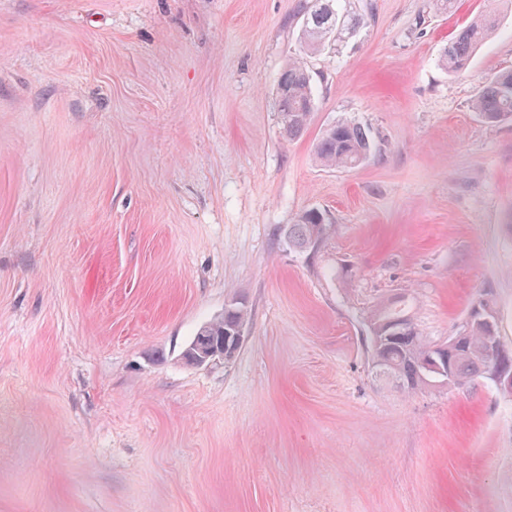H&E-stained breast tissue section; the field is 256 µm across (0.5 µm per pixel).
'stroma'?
<instances>
[{
    "mask_svg": "<svg viewBox=\"0 0 512 512\" xmlns=\"http://www.w3.org/2000/svg\"><path fill=\"white\" fill-rule=\"evenodd\" d=\"M304 4L0 0V512H512V397L405 392L364 325L403 294L440 343L486 295L512 344V123L470 106L512 0H350L288 141ZM339 121L374 137L352 169L315 161ZM310 209L335 231L294 250ZM235 298L239 353L186 363ZM495 25L496 19L484 16L460 27L448 39L440 55L442 66L450 73L466 71L476 52L493 33ZM275 100L281 133L288 140L297 138L307 126L315 105L312 75L303 57L290 59L280 72Z\"/></svg>",
    "mask_w": 512,
    "mask_h": 512,
    "instance_id": "stroma-1",
    "label": "stroma"
}]
</instances>
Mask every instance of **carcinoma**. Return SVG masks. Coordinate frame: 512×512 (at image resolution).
<instances>
[{
	"label": "carcinoma",
	"mask_w": 512,
	"mask_h": 512,
	"mask_svg": "<svg viewBox=\"0 0 512 512\" xmlns=\"http://www.w3.org/2000/svg\"><path fill=\"white\" fill-rule=\"evenodd\" d=\"M360 24L361 19L349 14L346 0H306L300 39L307 49L317 50L324 45L327 33H351ZM495 25L496 19L485 16L460 27L440 55L442 66L450 73L466 71ZM275 100L281 131L290 140L297 138L307 126L315 105L306 60L300 57L288 61L279 74ZM471 107L487 123L512 121V70H503L481 82ZM371 149V137L364 127L338 122L322 135L315 158L324 167L351 169L365 162ZM332 228L321 212L306 211L288 225V245L300 250L314 248L328 237ZM247 316L246 303L235 299L224 307L223 315L200 327L192 341L222 339L234 332V327L244 325ZM366 328L375 363L391 366L401 387L416 392L430 385L432 375L424 371L421 362L435 352V345L422 336L406 302H398L394 296L378 302L367 315ZM494 348L508 354L500 367L512 373V347H507L499 330L491 331L476 321L465 327L458 347L447 358L451 384L462 386L479 377H489L490 350Z\"/></svg>",
	"instance_id": "1"
}]
</instances>
